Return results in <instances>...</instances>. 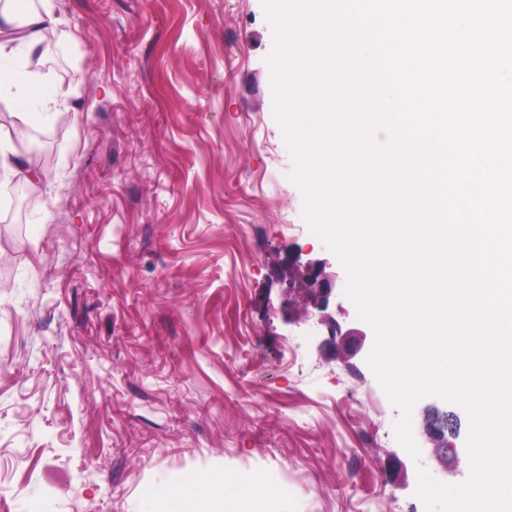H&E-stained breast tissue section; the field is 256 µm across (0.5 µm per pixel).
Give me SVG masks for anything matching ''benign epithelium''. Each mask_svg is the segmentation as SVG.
Listing matches in <instances>:
<instances>
[{"mask_svg": "<svg viewBox=\"0 0 512 512\" xmlns=\"http://www.w3.org/2000/svg\"><path fill=\"white\" fill-rule=\"evenodd\" d=\"M282 274L278 282L284 285V293L288 296V303L296 301L297 282L304 284V304L301 311L295 315L288 314L284 318L287 324H301L315 320L316 326H321L327 331V338L319 342V347L324 348L333 345L341 348L344 341L356 338L359 347H364L367 334L359 330H342L329 311L330 299L333 293L335 275L327 271L329 263L325 259L309 260L302 262L300 256L292 255L281 261ZM454 417L448 416L433 408L425 416L423 435L432 443V447L425 449L428 457L435 460L443 471H448L446 460L450 455H456L457 446L448 438L453 426Z\"/></svg>", "mask_w": 512, "mask_h": 512, "instance_id": "7a95c632", "label": "benign epithelium"}]
</instances>
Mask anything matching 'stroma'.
<instances>
[{"instance_id":"1","label":"stroma","mask_w":512,"mask_h":512,"mask_svg":"<svg viewBox=\"0 0 512 512\" xmlns=\"http://www.w3.org/2000/svg\"><path fill=\"white\" fill-rule=\"evenodd\" d=\"M28 60L58 103L0 176V512H166L181 478L265 474L270 512H425L402 410L359 357L285 323L279 260L329 258L302 216L262 0H48Z\"/></svg>"}]
</instances>
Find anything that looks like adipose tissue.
<instances>
[{"label":"adipose tissue","instance_id":"obj_1","mask_svg":"<svg viewBox=\"0 0 512 512\" xmlns=\"http://www.w3.org/2000/svg\"><path fill=\"white\" fill-rule=\"evenodd\" d=\"M60 21L50 10L15 6L0 9V99L16 97L15 124L12 135L0 134V156L11 149V142L23 138L28 127L43 111L50 100L35 90L20 59L36 51L48 31L56 29ZM222 497H215L210 485L186 478L169 492L168 512H185L186 504L193 503L199 512H259L265 497L267 481L263 476L250 474L223 483Z\"/></svg>","mask_w":512,"mask_h":512}]
</instances>
